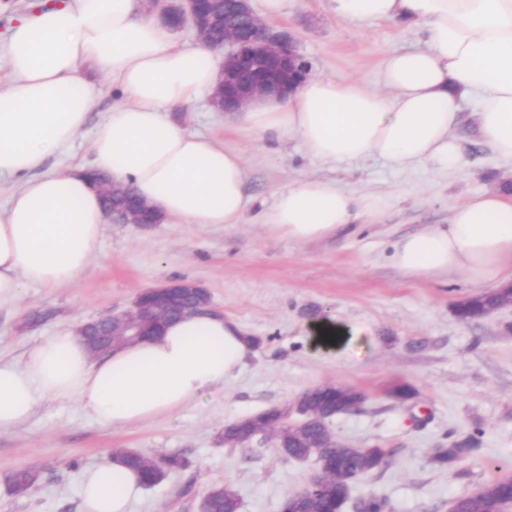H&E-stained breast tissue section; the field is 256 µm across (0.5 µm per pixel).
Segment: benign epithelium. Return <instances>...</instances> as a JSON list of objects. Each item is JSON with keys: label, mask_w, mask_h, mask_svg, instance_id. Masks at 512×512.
<instances>
[{"label": "benign epithelium", "mask_w": 512, "mask_h": 512, "mask_svg": "<svg viewBox=\"0 0 512 512\" xmlns=\"http://www.w3.org/2000/svg\"><path fill=\"white\" fill-rule=\"evenodd\" d=\"M250 2L237 0L239 12L246 23L245 30L226 25L224 36L216 38L211 33L212 20L206 0H147L149 12L179 30L193 29L198 42L212 50L224 51L223 78L211 95V104L219 112L239 111L265 95L273 94L286 100L303 83L311 69L288 34L275 30L256 15ZM91 182L102 195L118 193L125 196L124 205L108 208L107 215L112 223H152L151 207L136 198L131 188L106 178H93ZM200 309L213 310L210 293L191 282L172 281L140 291L130 307L113 310L82 324L79 333L96 337L91 351L100 354L154 334L158 326L173 314L189 317ZM324 390L326 385H317L289 404L241 418L237 423V439L224 443V446L286 448L288 431L317 426L322 430L318 440L312 444L316 448L317 468L301 493L309 497L323 491L331 475V470L325 465V457L345 447L330 428L331 421L338 414L360 411L367 400L364 392L353 389L336 401L335 409L324 410L315 406L312 400L315 393Z\"/></svg>", "instance_id": "7a95c632"}]
</instances>
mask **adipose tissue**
<instances>
[{"label": "adipose tissue", "instance_id": "ef3b65f1", "mask_svg": "<svg viewBox=\"0 0 512 512\" xmlns=\"http://www.w3.org/2000/svg\"><path fill=\"white\" fill-rule=\"evenodd\" d=\"M337 18L419 28L421 48L389 55L384 92L355 79L307 78L288 100L264 98L239 112L268 141L300 137L328 161L378 156L402 168L415 161L445 173L460 164L452 135L461 104L476 102L477 138L512 160V0H329ZM0 55V310L18 309L24 284H75L95 256L108 218L88 170L132 186L165 224L242 223L249 207L243 157L223 139L186 132L173 104L212 94L222 66L201 44L146 13L143 0H63L23 17ZM95 66L124 95L97 126L89 165L43 172L85 127L99 88ZM386 197H354L304 180L281 191L257 221L273 234L308 242L356 215L376 214ZM392 264L415 279L460 273L474 285L512 280V198L487 192L457 204L444 228L399 238ZM253 345L233 320L198 315L149 341L91 357L71 332L0 361V431L26 423L40 403L73 401L101 424L123 427L167 416L234 380ZM139 476L117 462L87 470L84 512H130Z\"/></svg>", "mask_w": 512, "mask_h": 512}]
</instances>
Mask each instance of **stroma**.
<instances>
[{
    "mask_svg": "<svg viewBox=\"0 0 512 512\" xmlns=\"http://www.w3.org/2000/svg\"><path fill=\"white\" fill-rule=\"evenodd\" d=\"M273 25L290 33L312 73L382 85L385 58L422 45L418 28L394 22H346L328 0H288ZM122 96L102 83L89 121L68 155L52 156L47 171L91 160L97 125ZM473 102L461 105L454 134L460 166L446 173L416 163L397 169L376 158L329 163L299 138L269 144L233 126L208 98L178 106L183 128L223 138L245 161L251 206L230 228L200 224H107L96 255L70 286L25 285L23 305L0 313V358L19 362L44 339L128 308L145 288L185 280L207 289L225 317L256 342V353L235 381L151 423L110 428L75 403H44L19 428L0 432V512H83L78 487L85 471L127 449L149 456L178 453L186 468L144 489L131 512H199L216 486L236 492L240 512H280L301 490L315 459H285L274 448H228L226 423L295 399L322 383L364 392L356 413L336 416L338 439L374 445L388 462L354 484L345 512L371 496L390 512H448L450 501L486 482L512 477V307L466 323L455 304L474 294L458 273L429 280L404 276L390 262L400 236L448 222L453 206L487 191L512 192V161L474 139ZM321 179L355 196L388 197L381 215L310 242L270 234L255 216L276 194L304 179ZM327 317L343 332L325 347L312 328ZM409 385L413 398L390 390ZM476 434L479 449L452 465L434 464L450 439ZM39 482L19 494L10 482L20 469Z\"/></svg>",
    "mask_w": 512,
    "mask_h": 512,
    "instance_id": "1",
    "label": "stroma"
}]
</instances>
